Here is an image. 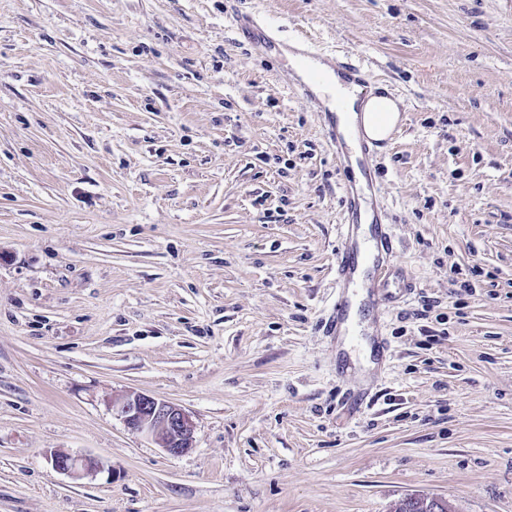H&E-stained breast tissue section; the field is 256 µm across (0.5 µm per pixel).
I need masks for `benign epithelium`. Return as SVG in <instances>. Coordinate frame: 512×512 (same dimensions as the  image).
I'll list each match as a JSON object with an SVG mask.
<instances>
[{"label": "benign epithelium", "instance_id": "1", "mask_svg": "<svg viewBox=\"0 0 512 512\" xmlns=\"http://www.w3.org/2000/svg\"><path fill=\"white\" fill-rule=\"evenodd\" d=\"M112 413L120 417L128 428L148 435L172 455H180L192 448L194 424L187 413L177 405L143 393H129L112 403ZM52 468L64 475L78 476L99 468V462L67 452H55L50 457ZM400 507L409 512L421 508L424 512H449L448 502L428 496H408Z\"/></svg>", "mask_w": 512, "mask_h": 512}]
</instances>
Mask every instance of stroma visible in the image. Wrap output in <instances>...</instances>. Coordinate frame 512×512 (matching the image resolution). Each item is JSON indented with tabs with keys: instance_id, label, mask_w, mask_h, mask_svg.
Listing matches in <instances>:
<instances>
[{
	"instance_id": "obj_1",
	"label": "stroma",
	"mask_w": 512,
	"mask_h": 512,
	"mask_svg": "<svg viewBox=\"0 0 512 512\" xmlns=\"http://www.w3.org/2000/svg\"><path fill=\"white\" fill-rule=\"evenodd\" d=\"M245 15L402 101L373 170L416 286L368 314L391 364L326 333L350 174ZM131 392L192 448L128 429ZM410 494L512 512V0H0V512ZM112 412L128 428L153 439L172 455L192 448L194 424L177 405L143 393H129L112 403ZM52 468L64 475L78 476L90 473L100 467L99 462L92 458L81 457L67 452H54L50 457Z\"/></svg>"
}]
</instances>
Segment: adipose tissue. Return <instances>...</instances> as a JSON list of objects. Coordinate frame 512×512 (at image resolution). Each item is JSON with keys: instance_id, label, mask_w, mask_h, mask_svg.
<instances>
[{"instance_id": "1", "label": "adipose tissue", "mask_w": 512, "mask_h": 512, "mask_svg": "<svg viewBox=\"0 0 512 512\" xmlns=\"http://www.w3.org/2000/svg\"><path fill=\"white\" fill-rule=\"evenodd\" d=\"M297 73L305 79L315 73L325 76L324 82L314 84V92L321 97L339 94L346 103L338 116L343 125L356 134L378 142L389 139L400 123L399 105L387 90L374 87L364 89L343 83L330 64L304 57L299 50L289 53Z\"/></svg>"}]
</instances>
